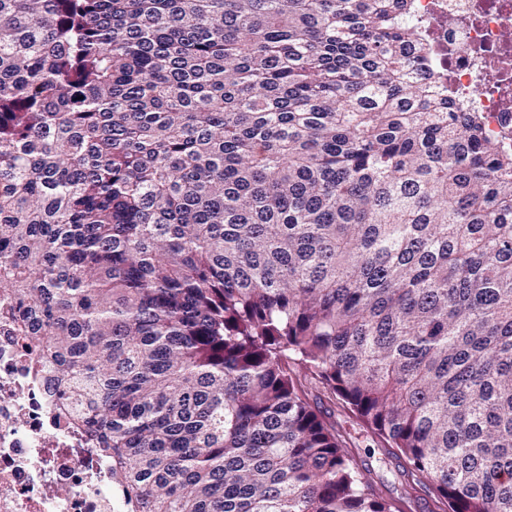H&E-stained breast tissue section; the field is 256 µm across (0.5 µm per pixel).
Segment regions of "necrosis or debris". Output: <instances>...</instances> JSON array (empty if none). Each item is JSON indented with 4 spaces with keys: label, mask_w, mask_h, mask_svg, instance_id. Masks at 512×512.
Listing matches in <instances>:
<instances>
[{
    "label": "necrosis or debris",
    "mask_w": 512,
    "mask_h": 512,
    "mask_svg": "<svg viewBox=\"0 0 512 512\" xmlns=\"http://www.w3.org/2000/svg\"><path fill=\"white\" fill-rule=\"evenodd\" d=\"M449 97L512 151V0H416ZM31 341L0 322V512H121L112 465L60 411Z\"/></svg>",
    "instance_id": "necrosis-or-debris-1"
}]
</instances>
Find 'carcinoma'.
I'll return each mask as SVG.
<instances>
[{"label": "carcinoma", "instance_id": "carcinoma-1", "mask_svg": "<svg viewBox=\"0 0 512 512\" xmlns=\"http://www.w3.org/2000/svg\"><path fill=\"white\" fill-rule=\"evenodd\" d=\"M415 0H0V320L127 512H512V154ZM305 392L311 403H318L322 409L333 414L336 428L346 437L349 453L359 463H368L376 474V488L387 498L397 500L399 512H431L434 510L436 495L430 486H417L413 495L407 498L399 478L395 473V461L393 464L379 462L382 456L378 449V442L375 437L364 429L360 422L345 408V404L338 397H331L323 386L313 379L302 380Z\"/></svg>", "mask_w": 512, "mask_h": 512}]
</instances>
